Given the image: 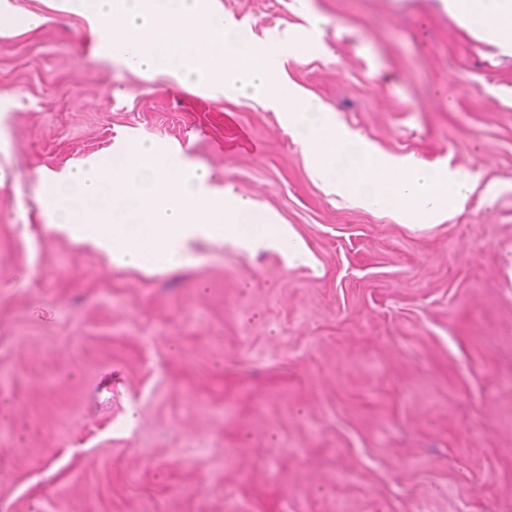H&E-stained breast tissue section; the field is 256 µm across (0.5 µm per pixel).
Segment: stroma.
<instances>
[{
  "label": "stroma",
  "instance_id": "1",
  "mask_svg": "<svg viewBox=\"0 0 512 512\" xmlns=\"http://www.w3.org/2000/svg\"><path fill=\"white\" fill-rule=\"evenodd\" d=\"M209 6L469 195L404 225L329 193L279 111L98 55L59 0H0V512H512V55L441 0ZM133 142L310 263L200 242L143 272L55 230L44 175Z\"/></svg>",
  "mask_w": 512,
  "mask_h": 512
}]
</instances>
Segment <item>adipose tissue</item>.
I'll list each match as a JSON object with an SVG mask.
<instances>
[{
    "instance_id": "1",
    "label": "adipose tissue",
    "mask_w": 512,
    "mask_h": 512,
    "mask_svg": "<svg viewBox=\"0 0 512 512\" xmlns=\"http://www.w3.org/2000/svg\"><path fill=\"white\" fill-rule=\"evenodd\" d=\"M463 27L512 50V0H442Z\"/></svg>"
}]
</instances>
